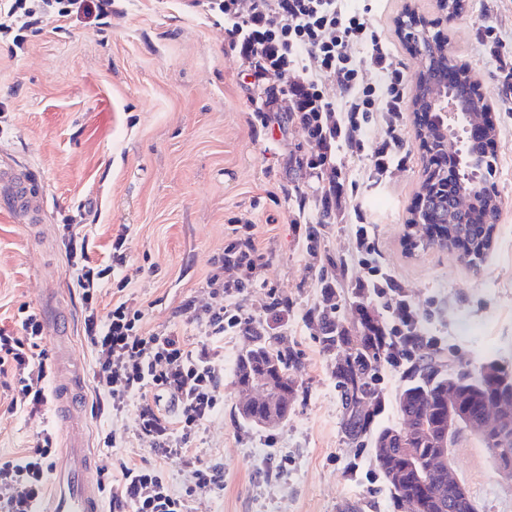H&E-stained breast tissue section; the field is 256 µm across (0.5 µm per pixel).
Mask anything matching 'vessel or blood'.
<instances>
[{
  "mask_svg": "<svg viewBox=\"0 0 512 512\" xmlns=\"http://www.w3.org/2000/svg\"><path fill=\"white\" fill-rule=\"evenodd\" d=\"M0 183L13 186L15 204L27 209L34 193L28 179L11 167H0ZM51 340L56 344L57 379L54 396L64 431V445L49 473L50 494L37 512H104L99 484L95 479V454L90 448L83 416L75 408V400L84 386V368L69 359V338L57 321L47 324Z\"/></svg>",
  "mask_w": 512,
  "mask_h": 512,
  "instance_id": "vessel-or-blood-1",
  "label": "vessel or blood"
}]
</instances>
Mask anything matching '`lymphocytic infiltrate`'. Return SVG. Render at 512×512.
<instances>
[{"mask_svg": "<svg viewBox=\"0 0 512 512\" xmlns=\"http://www.w3.org/2000/svg\"><path fill=\"white\" fill-rule=\"evenodd\" d=\"M111 6L112 0H0V35L11 36L19 47L23 32L41 23L74 14L99 21ZM184 6L223 15L229 44L249 62L255 84L272 74L290 76L288 101L298 111L384 112L392 119L401 112L404 79L386 42L369 27L368 2L356 11L347 10L344 0H185ZM354 41L365 47L364 56L351 55ZM369 63L380 68L384 93L362 83L360 72ZM325 81L346 90L343 103L322 97L319 86ZM63 231L82 301L83 337L96 356L93 389L116 411L130 397L139 398V430L156 457L152 463L117 459L113 512H188L162 462L188 457L191 438L223 405L224 338L239 333L248 316L239 305L231 310L185 305L209 338L196 347L147 331L142 308L125 293L133 279L126 232L116 234L106 257L96 260L82 225L67 224ZM44 340L41 316L30 306L18 307L13 327L0 325V387L10 394L9 412L32 414L48 402L51 367ZM56 452L55 433L44 429L24 452L0 458V512H36Z\"/></svg>", "mask_w": 512, "mask_h": 512, "instance_id": "1", "label": "lymphocytic infiltrate"}]
</instances>
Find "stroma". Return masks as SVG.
I'll return each instance as SVG.
<instances>
[{"label":"stroma","mask_w":512,"mask_h":512,"mask_svg":"<svg viewBox=\"0 0 512 512\" xmlns=\"http://www.w3.org/2000/svg\"><path fill=\"white\" fill-rule=\"evenodd\" d=\"M408 4L436 22L493 107L491 181L501 210L492 249L476 270L435 246L406 249L405 221L425 165L406 109L395 130L400 160L385 175L372 163L393 131L383 113L366 126L363 151L337 149L345 191L336 218L321 231L319 256L358 269L357 231L367 227L383 270L405 288L444 358L512 366V77L502 68L512 59V0H467L452 22L436 0H376L370 27L391 45L393 63L409 81L421 62L396 26ZM9 47L0 41V164L35 179L42 216L28 221L0 187V315L23 304L44 317L55 308L66 312L72 359L94 370L62 227L89 225L96 250L126 231L129 266L137 271L129 292L146 330L197 346L206 337L183 304H239L286 335L300 358L287 421L246 425L233 380L250 341L225 337L224 406L193 438L192 463L168 464L171 487L186 496L190 512H344L348 504L398 512L369 448L346 443L340 431L333 361L304 322L320 298L318 272L309 266L302 216L288 194L297 187L315 197L318 183L289 159L316 147L300 126L261 111L289 78L272 75L254 86L246 61L228 46L222 18L186 12L177 0H114L104 24L44 23L27 31L22 50ZM247 222L264 256L258 285L223 300L207 286L213 259L236 224ZM274 295L290 304L280 319L268 309ZM7 404L0 390V456L56 427L52 405L31 415L8 412ZM83 415L106 493L117 458H150L151 442L139 433L136 400L117 413L91 395ZM112 433L118 444L109 448L104 439ZM451 460L484 512H512V476L496 469L477 436L464 433ZM208 468L223 470V491L196 488L194 470Z\"/></svg>","instance_id":"35a3bbf8"}]
</instances>
